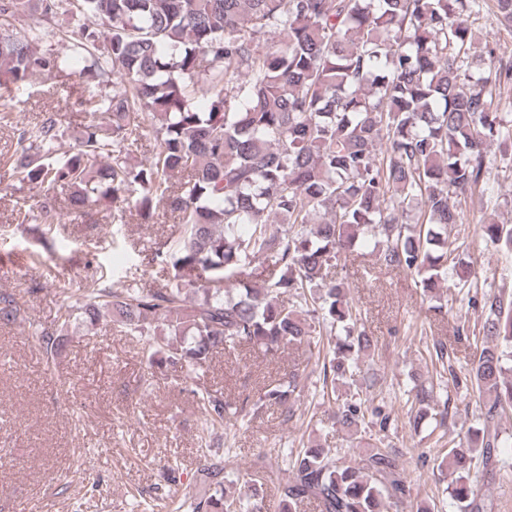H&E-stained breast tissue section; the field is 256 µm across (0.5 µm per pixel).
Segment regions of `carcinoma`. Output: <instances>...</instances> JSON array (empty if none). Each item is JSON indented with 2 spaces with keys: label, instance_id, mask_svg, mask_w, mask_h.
<instances>
[{
  "label": "carcinoma",
  "instance_id": "cac0c4a2",
  "mask_svg": "<svg viewBox=\"0 0 512 512\" xmlns=\"http://www.w3.org/2000/svg\"><path fill=\"white\" fill-rule=\"evenodd\" d=\"M498 24L512 32V0H494ZM481 0H0V86L50 76L84 61L82 74L100 89L80 100L90 116L77 151L59 154L64 136L54 115L19 129L9 166L19 181L61 189L77 211L98 203L131 204L144 222L165 205L182 230L172 252L169 288L92 284L76 298L60 290L55 323L35 341L49 359L62 351L74 311L94 326L144 337L149 365L186 374L213 352L244 346L274 355L311 345L319 327L338 333L318 349L322 397L335 404L331 426L356 435L364 425L385 433L390 415L359 393L336 395L353 377L374 339L342 281L338 258L372 247L376 264L415 276L424 296L481 304L472 331L476 354L459 372L445 366L447 347L426 348L440 385H471L482 400V427L440 458L451 469L458 512H493L482 486L512 472L500 420L512 412V292L456 271L450 229L463 223L449 204L470 196L487 211L494 165L512 161V119L498 111L512 85V56L485 43L470 18ZM32 15L27 31L13 21ZM60 15L72 19L69 53L52 48ZM83 18L102 21L89 30ZM151 117L154 157L135 163L131 147ZM186 179L178 185L171 177ZM31 218L56 229L50 199ZM480 244L512 259V225H480ZM271 263L261 282L252 264ZM455 273L457 292L440 294ZM20 308L0 293V322ZM292 370L265 387L262 399L285 419L301 418ZM202 439L224 428L230 406L194 392ZM437 398L414 385L405 399L418 426ZM378 445L355 460L334 448L290 452L291 477L278 486L279 512L315 502L318 512H387L411 497L397 453ZM482 470L471 475L473 455ZM212 494L185 512H262L265 483L242 476L224 488V460L199 456Z\"/></svg>",
  "mask_w": 512,
  "mask_h": 512
}]
</instances>
